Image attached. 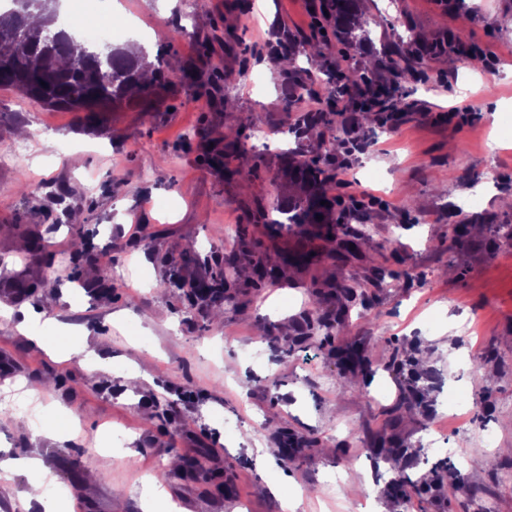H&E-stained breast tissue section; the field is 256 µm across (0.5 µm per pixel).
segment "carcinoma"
Instances as JSON below:
<instances>
[{"mask_svg":"<svg viewBox=\"0 0 512 512\" xmlns=\"http://www.w3.org/2000/svg\"><path fill=\"white\" fill-rule=\"evenodd\" d=\"M11 7L0 8V88H7L46 107L71 112H84L95 119L101 112H112L135 96L143 104L142 111H152V99L160 90H169L177 85L192 89L196 93L217 97L221 85L196 70L187 69L175 74L158 55L157 64L150 69L149 79L143 78L147 67L145 56L132 55L126 50L109 46V50L96 54L89 50L87 42L79 36V22L71 20L67 25L58 24L56 12L46 8L48 0H10ZM361 0H321L317 7L326 10V24L331 28L336 41L347 46L359 45L363 41L362 23L359 13ZM420 61L406 62L394 74V79L374 83L363 77L357 83L339 72L331 73L333 64L325 62V71L332 83L330 97L348 95L356 100L369 94L375 105L398 113L404 110L402 97L396 95L400 85L415 80L420 75ZM306 71L291 66L284 72L282 85L286 91L285 109L290 111L307 91ZM353 109L350 114L332 110L305 112L298 125L305 129H327L338 127L344 142L358 139L361 118ZM239 138L222 133L213 140L209 148L211 161L225 173L226 159L240 154ZM297 172L306 189L305 202L288 210L287 230L298 229L304 235L319 238L326 243L328 253L341 248L346 252L368 245L363 235L353 239H338L329 216L336 199L328 196L326 184L330 179L320 158H313L297 166ZM311 253L300 252L289 259L270 263L260 258L252 267L261 281H275L290 266L307 265ZM239 262L227 259L213 268L209 280L200 283L194 294L219 306L229 298L228 290L239 279ZM344 367L365 366L367 360L359 348L350 346L340 353Z\"/></svg>","mask_w":512,"mask_h":512,"instance_id":"obj_1","label":"carcinoma"}]
</instances>
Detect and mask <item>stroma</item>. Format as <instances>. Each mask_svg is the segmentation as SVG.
Masks as SVG:
<instances>
[{"label": "stroma", "mask_w": 512, "mask_h": 512, "mask_svg": "<svg viewBox=\"0 0 512 512\" xmlns=\"http://www.w3.org/2000/svg\"><path fill=\"white\" fill-rule=\"evenodd\" d=\"M229 3L199 0L191 14L184 0H102L151 29L149 54L186 28L165 60L226 77L220 100L178 87L151 114L130 104L91 123L0 90V149L26 148L18 165L0 166V307L40 313L60 351L0 318V358L12 362L0 398L20 379L51 382L0 414V450L40 455L51 493L83 512H141L149 478L182 512H284L287 496L297 512H512V247L493 244L497 226L512 225V134L502 129L512 118V0H454L448 10L362 0L367 40L345 50L314 35L305 0H251L244 15ZM282 31L322 107L329 83L313 46L341 56L355 79L387 78L389 45L424 54L420 80L401 88L408 109L397 130L366 120L351 152L330 132L295 134L305 107L284 111L270 56ZM460 31L470 54L452 46ZM453 108L471 121L446 120ZM251 114L258 124L244 125ZM230 129L243 151L228 179L187 141ZM313 155L328 160L333 194L384 200L330 217L369 237L366 258L322 256L273 284L241 279L219 322L183 291L159 292L170 273L207 275L229 253L246 261L306 247L277 219L301 194L286 157ZM453 224L475 230L453 243ZM31 237L42 250H18ZM80 246L108 254V293L92 268L62 266ZM349 344L365 348L369 371L339 372L334 353ZM304 347L320 350L316 365L296 360ZM130 370L143 376L131 391ZM452 387L467 397L462 410L448 407ZM56 413L74 419L75 438H43ZM286 434L304 441L300 458L268 457ZM422 437L436 450L407 464ZM182 457L199 461L195 476L171 470ZM360 464L373 497L348 489ZM399 478L407 497L390 493Z\"/></svg>", "instance_id": "1"}]
</instances>
